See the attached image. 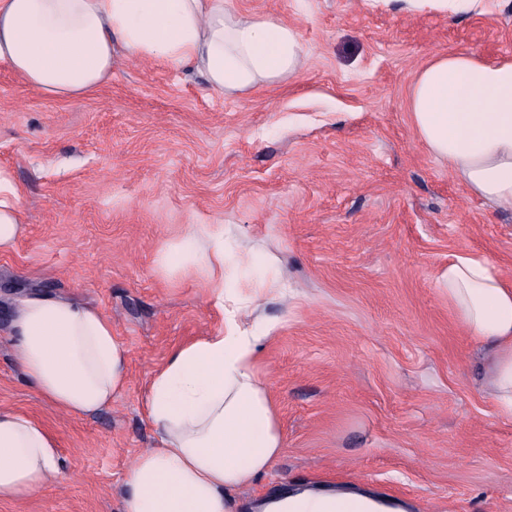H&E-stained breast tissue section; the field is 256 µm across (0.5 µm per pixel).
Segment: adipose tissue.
<instances>
[{
	"label": "adipose tissue",
	"instance_id": "obj_1",
	"mask_svg": "<svg viewBox=\"0 0 512 512\" xmlns=\"http://www.w3.org/2000/svg\"><path fill=\"white\" fill-rule=\"evenodd\" d=\"M308 55L295 27L229 0H0V65L58 98L97 88L122 58L190 64L211 89L233 95L298 73ZM409 110L418 139L469 193L512 206V57L432 56L413 81ZM22 231L18 192L0 175V250ZM224 245L223 225L190 224L159 252L166 269L198 260L224 326L174 348L153 372L145 412L158 445L127 470L121 512H240L239 491L281 454L274 403L256 371L268 329L245 321L250 301L227 298ZM437 283L485 350L498 413L512 420V285L476 254L453 255ZM10 328L26 382L57 409L92 415L126 388L128 350L100 309L29 294ZM59 471L53 435L25 413L0 410V500L23 499ZM344 503L350 512H401L386 500L310 488L274 494L261 509L340 512Z\"/></svg>",
	"mask_w": 512,
	"mask_h": 512
}]
</instances>
